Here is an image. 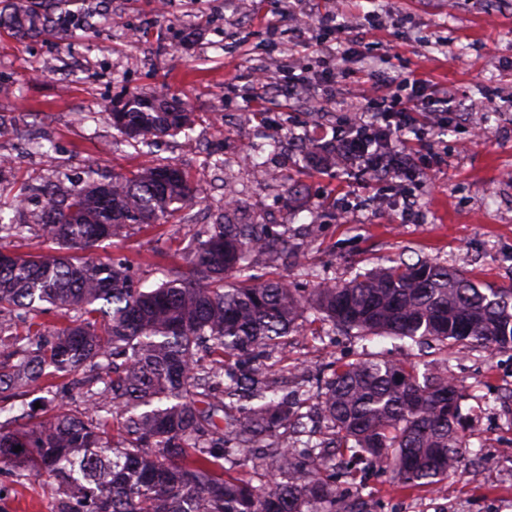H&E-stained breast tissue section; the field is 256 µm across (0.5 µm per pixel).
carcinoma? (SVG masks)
<instances>
[{
  "instance_id": "cac0c4a2",
  "label": "carcinoma",
  "mask_w": 512,
  "mask_h": 512,
  "mask_svg": "<svg viewBox=\"0 0 512 512\" xmlns=\"http://www.w3.org/2000/svg\"><path fill=\"white\" fill-rule=\"evenodd\" d=\"M1 20L27 37L53 28L45 12ZM112 123L130 139L192 130L176 97L133 94ZM197 193L161 165L56 186L35 224H0V240L35 228L60 249L0 251V464L51 479L50 512H371L327 472L340 465L355 485L377 467L418 488L458 471L462 389L448 357L420 375L413 350L512 351V287L482 288L428 256L314 288L252 284L246 263L288 252V235L232 224L227 209L153 288L134 284L127 261L93 257ZM46 312L61 326L40 322ZM316 322L314 336L400 340L408 359L364 352L317 386L278 394L274 355ZM60 378L85 411L71 409ZM31 393L53 414L20 424L7 401Z\"/></svg>"
}]
</instances>
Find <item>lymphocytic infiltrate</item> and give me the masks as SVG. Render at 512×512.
<instances>
[{"label": "lymphocytic infiltrate", "mask_w": 512, "mask_h": 512, "mask_svg": "<svg viewBox=\"0 0 512 512\" xmlns=\"http://www.w3.org/2000/svg\"><path fill=\"white\" fill-rule=\"evenodd\" d=\"M373 77V98L358 119L337 132L329 147L335 150L338 158L355 165L363 173H383L398 178L409 176L416 167L409 154L399 147L402 134L411 127L414 113L447 111L448 97L427 93L422 81L405 75L377 71ZM400 87L410 88L408 98L397 96L396 90ZM368 137L376 141V152H368L365 148L364 140Z\"/></svg>", "instance_id": "lymphocytic-infiltrate-1"}]
</instances>
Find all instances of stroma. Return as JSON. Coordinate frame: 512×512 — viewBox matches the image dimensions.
Segmentation results:
<instances>
[{"instance_id":"35a3bbf8","label":"stroma","mask_w":512,"mask_h":512,"mask_svg":"<svg viewBox=\"0 0 512 512\" xmlns=\"http://www.w3.org/2000/svg\"><path fill=\"white\" fill-rule=\"evenodd\" d=\"M55 0L54 32L20 36L0 28V214L26 222L42 191L170 163L200 195L178 223L130 225L108 256L131 261L144 286L180 263L203 217L238 203L247 224L287 230L293 256L248 269L254 281L307 283V270L350 280L414 254L440 257L479 281L512 284V0ZM342 12L356 24L367 12L383 27L361 30L346 66H325L316 43L335 46L331 28L314 46L294 32L295 14ZM326 71V83L291 89L293 65ZM417 74L427 88L471 105L457 112H418L407 134L419 165L436 163L432 182L378 183L357 168L303 157L301 140H331L370 93L374 68ZM131 94L187 100L192 140L177 133L127 140L113 128L114 102ZM482 124L489 139L476 142ZM42 141L47 155L32 153ZM411 193L415 210L401 197ZM21 210L13 205L19 197ZM356 339L289 336L274 371L285 391L302 363L322 374L332 360L359 351ZM448 368L463 386L470 416L462 468L435 487L404 490L391 474L368 471L358 490L374 512H512V351L450 350ZM54 486L45 477L16 482L0 469V512H47Z\"/></svg>"}]
</instances>
